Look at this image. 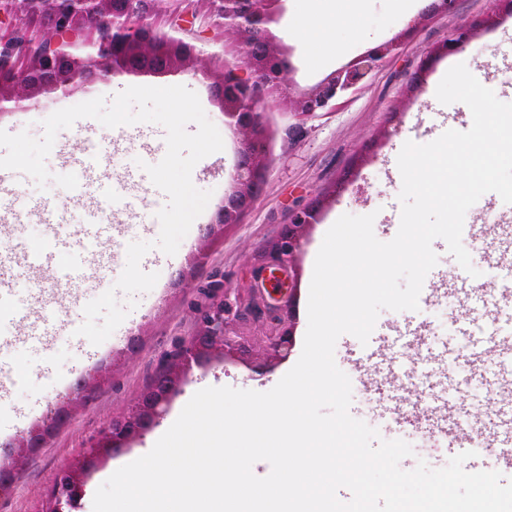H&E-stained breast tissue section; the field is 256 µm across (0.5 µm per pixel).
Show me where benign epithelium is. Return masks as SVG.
I'll return each mask as SVG.
<instances>
[{
    "mask_svg": "<svg viewBox=\"0 0 512 512\" xmlns=\"http://www.w3.org/2000/svg\"><path fill=\"white\" fill-rule=\"evenodd\" d=\"M23 22L35 21L42 29L57 33L51 45L31 43L19 36H0V74L9 72L25 87L17 93L0 80V112L24 110L37 103L46 89L65 91L75 80L94 82L109 75L124 73L161 76L176 64L165 49L155 51L144 63L139 51L151 31L149 19L159 14L166 0H10ZM285 0H207L210 12L224 30L231 32L242 48L243 67H226L211 77L210 90L220 112L236 130L246 133L238 141L231 173L232 187L224 195L214 219L205 225L203 237L211 240L231 224L240 223L253 206L264 180L259 119L261 91L279 94L282 105L301 120L331 109L337 99L359 86L373 71L392 58L414 31L402 30L391 40L378 44L347 66L325 76L315 86L294 91L286 85L293 71L289 50L281 46L271 30L284 11ZM458 0H427L425 15H447L456 10ZM497 8L482 24L496 25L512 15V0H496ZM93 35L87 56L99 62V69L84 68V59L69 47L78 38ZM473 28L461 26L448 40L433 49L414 73V85L423 82L429 65L439 56L463 49L471 40ZM318 206L294 212L270 245L271 260L254 270L255 304L251 313L276 328L267 337L265 353L270 359L287 355L293 344L289 325L293 316L294 258L301 246L303 230L316 220ZM242 318L231 291L210 303L197 318L192 336L183 340L156 372L149 387L135 405L112 419L98 439L75 462L59 469L41 512H73L92 470L140 435L167 409L196 369L216 359L248 361L254 358L255 339L231 331ZM108 377L100 369L78 376L53 413L34 423L18 439L7 444L10 463L0 464V489H7L18 477L17 457L32 448L43 447L49 434L72 414V404L83 399L95 386L102 387Z\"/></svg>",
    "mask_w": 512,
    "mask_h": 512,
    "instance_id": "7a95c632",
    "label": "benign epithelium"
}]
</instances>
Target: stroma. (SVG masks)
Segmentation results:
<instances>
[{
  "label": "stroma",
  "instance_id": "35a3bbf8",
  "mask_svg": "<svg viewBox=\"0 0 512 512\" xmlns=\"http://www.w3.org/2000/svg\"><path fill=\"white\" fill-rule=\"evenodd\" d=\"M425 6L426 0H362L345 25L328 32L331 48L315 65L295 30L304 17L333 13L334 0H286L274 31L291 50V80L301 89L316 85L328 73L392 39L408 23H415L416 28L397 56L338 99L333 109L305 123H298L281 105L277 93L262 91L265 180L240 223L226 227L223 235L209 244L204 243L202 230L230 188L227 174L234 164L239 135L225 124L211 101L207 77L220 73L224 66L240 64L242 53L234 36L216 26L202 2L176 21L170 12L177 4L170 0L167 12L151 20L155 34L181 39L195 48L194 68L181 67L162 76L131 73L92 84L77 82L69 92L42 94L38 106L27 111L0 113V129L12 134L25 130L38 139L44 132V120L59 109L110 97L130 86L182 85L197 93L224 144L222 151L203 158L192 171L194 185L211 194L206 209L193 222L175 255L155 248L142 258L143 271L158 273L156 285L136 294V307L97 346L80 344L65 327L80 325L85 305L114 285L124 269L130 242H151L159 236L156 214L167 197L147 174L139 173L138 164L162 160L166 153L164 128L137 123L114 129L84 118L58 133L46 159L52 176L46 189H39L31 177L15 171L9 172L7 182H0V215L18 212L24 216L23 221L13 222L9 232L0 233V251L18 252L48 236V226L30 211L39 200L54 202L65 218L63 233L82 242L87 202L58 186L54 178L69 173L73 158L95 146L96 171L111 179L117 190L112 221L122 228L121 234L99 245L110 257L105 271H98L96 260L91 259L80 278L43 270L39 273L43 293L18 289L19 298L38 311L49 328L47 343L18 339L13 322L0 319V336L15 339L12 346L0 351V365L7 373L1 382L6 392L0 397V444L19 438L31 424L46 417L82 372L99 366L111 372L109 383L90 393L71 419L29 457L21 478L0 494V512H40L57 470L81 456L112 417L137 401L164 354L191 335L195 307L207 302L214 284L229 288L246 312L235 324V331L259 340L271 335L265 322L248 313L254 267L263 261L292 212L315 204L319 207L317 221L306 228L294 262L293 345L286 357L266 361L259 373L247 364L221 360L195 371L148 430L92 473L76 512H93L95 492L109 473L148 453L198 390L229 386L265 392L296 364L308 325L314 261L328 229L341 215L371 213L377 239L392 240L400 225L402 178L397 157L404 143L425 144L437 130L471 127L472 115L464 103L444 105L436 98V88L447 70L465 64L499 100L512 103V17L494 27L481 26V19L493 11L494 0H459L455 13L448 16H424ZM462 25L476 28L469 45L438 58L424 83L412 87V76L427 53ZM507 217L512 219V204L504 203L496 193L484 194L467 211L462 234L477 276H470L456 262L443 239H435L432 248L438 263L424 280L418 310L381 311L368 343L349 334L336 343L335 362L352 385L351 415L377 429L382 439L411 444L413 453L401 461L402 469H414L421 459L430 467L441 468L454 455L443 442L404 424L408 409L415 407L429 415L449 407L455 421L466 426L489 421L501 403L512 400V385L506 383L512 378V366L497 359L486 343L490 331L512 334V306L492 308L485 296L489 290L512 293V266L494 260L496 241L479 240L471 233L472 226L498 224ZM183 269L193 272V286L188 290L172 285ZM367 377L383 379L384 389H367L363 384Z\"/></svg>",
  "mask_w": 512,
  "mask_h": 512
}]
</instances>
